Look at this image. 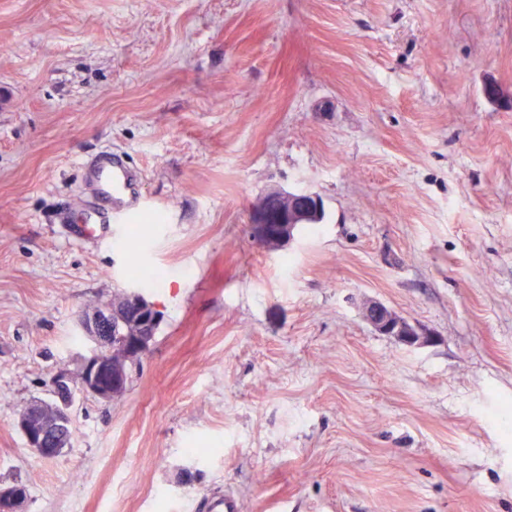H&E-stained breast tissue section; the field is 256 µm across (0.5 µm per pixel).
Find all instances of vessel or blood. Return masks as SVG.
I'll return each mask as SVG.
<instances>
[{"label":"vessel or blood","mask_w":512,"mask_h":512,"mask_svg":"<svg viewBox=\"0 0 512 512\" xmlns=\"http://www.w3.org/2000/svg\"><path fill=\"white\" fill-rule=\"evenodd\" d=\"M139 176L123 157L102 151L83 165V182L94 206L86 214L90 224L126 218L133 206Z\"/></svg>","instance_id":"vessel-or-blood-1"}]
</instances>
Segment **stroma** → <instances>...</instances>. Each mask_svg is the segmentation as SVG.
<instances>
[{
	"mask_svg": "<svg viewBox=\"0 0 512 512\" xmlns=\"http://www.w3.org/2000/svg\"><path fill=\"white\" fill-rule=\"evenodd\" d=\"M142 211L79 232L82 164ZM275 188L325 216L268 251ZM162 271L146 284L133 264ZM134 290L126 394L15 421ZM379 302L429 334L406 346ZM25 512H512V0H0V484ZM366 317L372 326L382 335L394 336L408 346L428 342V336L380 303H372L366 309Z\"/></svg>",
	"mask_w": 512,
	"mask_h": 512,
	"instance_id": "35a3bbf8",
	"label": "stroma"
}]
</instances>
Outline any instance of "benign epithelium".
I'll list each match as a JSON object with an SVG mask.
<instances>
[{
	"label": "benign epithelium",
	"mask_w": 512,
	"mask_h": 512,
	"mask_svg": "<svg viewBox=\"0 0 512 512\" xmlns=\"http://www.w3.org/2000/svg\"><path fill=\"white\" fill-rule=\"evenodd\" d=\"M320 209L312 193L274 189L251 214L255 242L285 246L295 231ZM366 317L382 335L394 336L413 346L426 342L423 333L380 303L366 309ZM160 324L154 305L136 291H126L82 317L84 335L98 349L81 364L77 375L55 373L50 398H34L21 411L16 427L27 448L43 457H55L70 444L73 408L77 397L91 396L110 402L121 397L129 384L131 369L138 367L151 350ZM27 494L18 485L0 488V512H24Z\"/></svg>",
	"instance_id": "obj_1"
}]
</instances>
